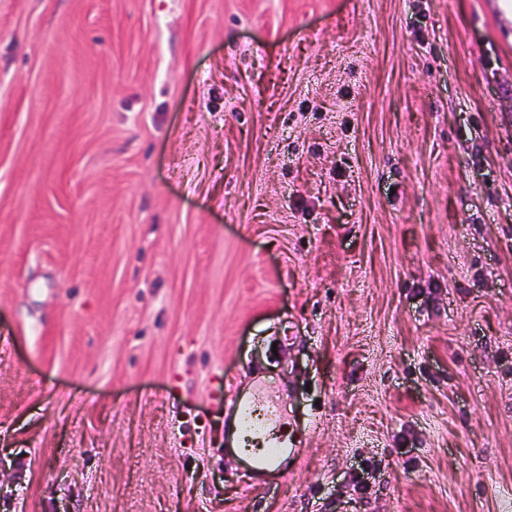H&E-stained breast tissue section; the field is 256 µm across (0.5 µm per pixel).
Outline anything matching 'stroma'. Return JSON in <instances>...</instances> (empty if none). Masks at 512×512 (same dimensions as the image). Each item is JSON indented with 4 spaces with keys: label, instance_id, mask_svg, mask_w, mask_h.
Listing matches in <instances>:
<instances>
[{
    "label": "stroma",
    "instance_id": "obj_1",
    "mask_svg": "<svg viewBox=\"0 0 512 512\" xmlns=\"http://www.w3.org/2000/svg\"><path fill=\"white\" fill-rule=\"evenodd\" d=\"M0 512H512L498 0H0ZM284 448L281 439L268 441L265 447L248 458L247 466L254 474H268L282 456Z\"/></svg>",
    "mask_w": 512,
    "mask_h": 512
}]
</instances>
